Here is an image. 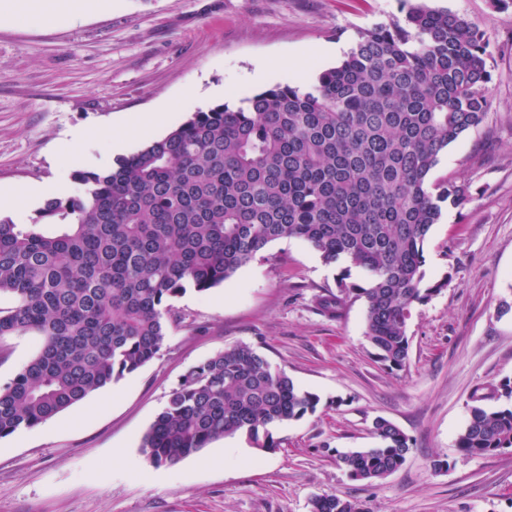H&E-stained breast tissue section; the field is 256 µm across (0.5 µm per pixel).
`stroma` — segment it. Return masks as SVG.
Returning <instances> with one entry per match:
<instances>
[{
    "label": "stroma",
    "mask_w": 512,
    "mask_h": 512,
    "mask_svg": "<svg viewBox=\"0 0 512 512\" xmlns=\"http://www.w3.org/2000/svg\"><path fill=\"white\" fill-rule=\"evenodd\" d=\"M475 23L492 73L482 123L432 172L469 196L444 206L424 244L426 283L442 282L408 322L409 363L377 360L365 301L325 312L342 270L307 243H271L233 277L174 302L151 363L40 425L0 439V512H310L335 494L364 512H512V452L457 447L473 404L512 378V0H424ZM399 0H108L62 16L0 0V197L17 186L80 193L76 176L164 137L192 113L240 104L277 84L309 87L361 31L403 19ZM274 61L264 80L255 64ZM162 112L164 127L144 126ZM238 343L318 394L315 414L277 427V450L243 436L177 464L150 466L140 444L186 371ZM0 387L37 353L33 336L0 340ZM382 417L409 438L404 466L350 479L337 451L371 448Z\"/></svg>",
    "instance_id": "1"
}]
</instances>
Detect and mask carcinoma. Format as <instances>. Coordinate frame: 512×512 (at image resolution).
I'll use <instances>...</instances> for the list:
<instances>
[{
    "label": "carcinoma",
    "instance_id": "obj_1",
    "mask_svg": "<svg viewBox=\"0 0 512 512\" xmlns=\"http://www.w3.org/2000/svg\"><path fill=\"white\" fill-rule=\"evenodd\" d=\"M404 21L360 32L312 89L277 84L240 106L198 111L166 136L77 176L81 193L48 199L32 224L0 217V339L33 334L38 353L0 387V439L33 428L137 372L167 340L172 301L224 283L281 239L324 262L348 260L364 283L338 281L325 308L365 299V337L380 362H409L408 321L425 285L424 243L459 205L465 183L430 180L440 154L483 121L487 42L447 9L400 0ZM504 404L470 408L457 447L467 456L512 448V380ZM320 397L232 345L191 367L144 434L141 452L172 465L219 439L246 436L274 451L272 429L314 414ZM378 446L336 453L354 480L399 470L407 436L384 418ZM310 512H363L336 494Z\"/></svg>",
    "mask_w": 512,
    "mask_h": 512
}]
</instances>
